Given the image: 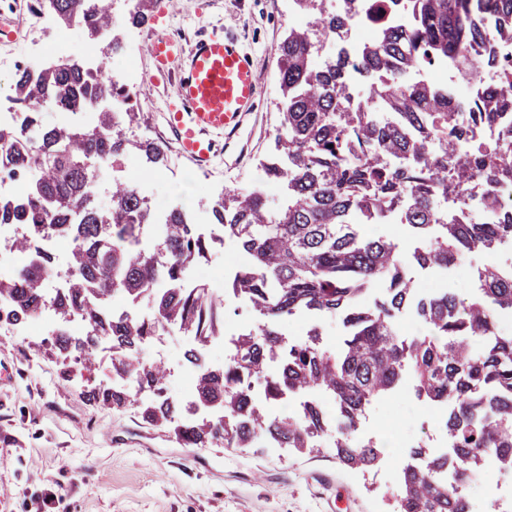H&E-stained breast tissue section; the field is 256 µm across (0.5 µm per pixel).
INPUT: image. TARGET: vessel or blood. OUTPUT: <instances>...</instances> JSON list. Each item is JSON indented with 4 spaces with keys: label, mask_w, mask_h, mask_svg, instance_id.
Segmentation results:
<instances>
[{
    "label": "vessel or blood",
    "mask_w": 512,
    "mask_h": 512,
    "mask_svg": "<svg viewBox=\"0 0 512 512\" xmlns=\"http://www.w3.org/2000/svg\"><path fill=\"white\" fill-rule=\"evenodd\" d=\"M150 51L157 74H178V100L167 124L184 155L205 167L213 150L212 134L233 137L244 116L254 111L258 78L232 30L198 39L184 50L179 38L159 37Z\"/></svg>",
    "instance_id": "1"
}]
</instances>
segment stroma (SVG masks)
Masks as SVG:
<instances>
[{
  "instance_id": "1",
  "label": "stroma",
  "mask_w": 512,
  "mask_h": 512,
  "mask_svg": "<svg viewBox=\"0 0 512 512\" xmlns=\"http://www.w3.org/2000/svg\"><path fill=\"white\" fill-rule=\"evenodd\" d=\"M28 0H0V23L9 37L0 39V59L22 60L26 36L52 45L62 35L57 23L32 27ZM159 24L141 27L145 49L136 59L147 78L136 89L151 102L137 111L128 127L134 138H151L167 149V161L151 170L132 151L112 162L111 180L137 176L153 180L155 200L170 201L178 184L183 204L209 211L214 200L255 187L267 189L270 209L286 199L281 187L261 177L280 125L277 44L290 29L288 0H148ZM232 27L250 54L261 84L259 106L248 113L232 140L214 137L213 164L197 169L180 156L166 127L167 107L176 98L177 82L153 80L146 49L156 31L177 34L184 47ZM51 352L38 336L0 335V428L18 436L0 467V493H8L17 512L24 497L38 487L60 484L63 512H395L399 449H386L380 468L354 472L339 465L332 441L320 438L312 452L272 448H230L213 444L190 448L169 428L143 422L137 406L100 409L87 401L98 383L114 384L111 355L96 350L71 367L62 384ZM404 378L389 397L374 403L359 427V441L382 440V427L408 435L412 443L433 445L437 427L430 409L412 393Z\"/></svg>"
}]
</instances>
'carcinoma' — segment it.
Masks as SVG:
<instances>
[{
  "label": "carcinoma",
  "mask_w": 512,
  "mask_h": 512,
  "mask_svg": "<svg viewBox=\"0 0 512 512\" xmlns=\"http://www.w3.org/2000/svg\"><path fill=\"white\" fill-rule=\"evenodd\" d=\"M44 4L60 24L95 35L106 57L122 54L112 0H32L35 8ZM324 4L295 0L309 22L289 30L277 46L282 119L276 153L262 166L269 179L288 184V204L272 213L264 193L253 189L211 209V223L246 257L227 289L262 316L257 333L239 337L230 362L202 366L195 377V403L220 408L221 417H184L165 395L164 370L138 358L144 340L163 324L204 338L216 331L223 304L182 279L210 243L195 234L187 211L174 207L165 218L163 247L141 251L137 232L152 223L153 213L129 183L112 186L111 209L98 206L97 164L136 149L154 167L164 163L165 147L129 139L133 108H113L129 94L73 59L17 68L19 120L0 127V174L37 173L22 199L0 198V224L25 227L26 238L18 242L23 252L44 233L71 240L64 284L47 297L44 283L55 261L43 254L40 263L0 281V300L8 303L0 319L26 320L48 305L62 323L80 316L83 334L48 340L55 354L78 359L109 342L112 375L131 380L136 391L100 384L102 404L121 408L136 402V393H148L139 405L142 418L174 426L190 447L269 442L314 450L325 433L317 403H305L296 417L268 418L252 400V379L276 358L280 367L265 399L323 392L338 416L336 461L354 471L375 468L383 455L376 443L354 440L358 426L411 371L417 399L448 405V454L435 455L422 444L411 449L398 474L397 512H469L470 473L488 456L512 469V336L496 330L498 317L512 312V272L486 265L477 270L474 292L442 289L417 301L398 244L366 234L360 220L378 223L400 213L418 243L414 258L427 267H448L465 253L512 242V203L500 195L512 186V96L480 85L460 109L432 85L401 87L411 63L444 59L473 77L498 67L511 78L512 66L498 61L493 40L512 39V0H411L414 26L382 27L361 51L362 71L377 78L376 112L350 106L346 59L313 63V39L327 29L344 32L349 24L348 14L329 15ZM46 106L94 112L96 122L49 125ZM462 142L472 143L469 151L458 149ZM475 208L488 219L472 216ZM161 274L168 288L154 300V317L112 313V298L133 302ZM378 283L385 290L373 307L361 305ZM410 306L423 332L402 338L396 319ZM299 312L338 313L347 333L334 350L313 331L287 345L279 325Z\"/></svg>",
  "instance_id": "obj_1"
}]
</instances>
